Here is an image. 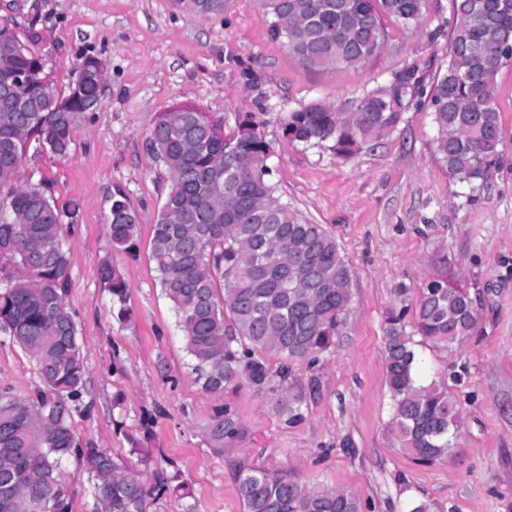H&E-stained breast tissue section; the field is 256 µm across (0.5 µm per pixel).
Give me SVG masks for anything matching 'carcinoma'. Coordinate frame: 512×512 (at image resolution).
<instances>
[{
  "instance_id": "carcinoma-1",
  "label": "carcinoma",
  "mask_w": 512,
  "mask_h": 512,
  "mask_svg": "<svg viewBox=\"0 0 512 512\" xmlns=\"http://www.w3.org/2000/svg\"><path fill=\"white\" fill-rule=\"evenodd\" d=\"M206 17L224 14V0H176ZM456 22L445 71L429 94L437 130L435 153L448 179L474 190L501 162L497 75L512 62V0H453ZM425 0H261L271 36L318 71L357 68L385 46L383 17L417 24ZM95 60L81 79L56 95L41 60L12 29L0 28V85L25 75L23 111L0 112V333L34 361L40 385L27 397L0 394V512H73L74 492L61 479L63 461L84 463L95 512H149L176 476L131 469L121 456L82 444L72 426L84 406L85 367L74 316L66 301L69 248L64 218L45 182L12 186L32 143L64 155L85 100L98 88ZM421 95L414 66L381 87L340 105L312 103L288 113L284 131L307 147L331 144L349 156L392 134ZM170 187L151 232L161 292L173 304L191 357V374L215 399L230 387L279 391L277 413L287 425L305 418L308 389L296 386L292 363L314 365L332 352L349 312L353 273L323 225L313 224L278 194L267 159L271 146L250 114L232 134L192 107L165 112L147 139ZM139 216L127 195L112 196V249L132 252ZM98 276L117 318L128 316L130 285L109 261ZM407 310L391 312L385 330V377L392 399L390 432L412 462L444 460L459 430L456 400L420 379L417 347L451 352L470 334L477 313L467 291L444 277L419 289ZM279 359L271 371L268 356ZM231 408L214 407L208 440L217 452L244 438ZM238 492L245 512H363L360 498L337 487L310 485L273 468L243 469Z\"/></svg>"
}]
</instances>
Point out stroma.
<instances>
[{"label": "stroma", "mask_w": 512, "mask_h": 512, "mask_svg": "<svg viewBox=\"0 0 512 512\" xmlns=\"http://www.w3.org/2000/svg\"><path fill=\"white\" fill-rule=\"evenodd\" d=\"M453 0H428L418 27L384 20L386 46L361 67H304L272 39L260 0H225L205 17L173 0H0V22L41 56L55 92L67 96L82 57L98 59L104 85L67 154L31 144L16 183L47 181L60 210L78 203L67 236L66 295L86 367L90 416H75L81 442L141 468L178 474L188 493L166 492L150 512H244L236 473L280 468L297 479L347 488L364 512H512V64L497 75L502 163L486 185L463 188L434 154L436 130L427 98L403 114L398 129L371 148L340 157L329 147L289 141L284 118L313 103L341 104L417 66L431 87L448 59ZM191 106L233 132L252 114L271 146L270 178L285 202L335 239L354 278L350 311L336 347L316 365L299 360V385L317 378L305 419L285 425L276 393L243 386L222 402L245 429L215 452L207 427L216 399L190 373L176 312L157 283L151 226L170 186L147 149L161 114ZM123 190L140 216L135 253L112 251L107 222ZM120 265L130 283L127 320L97 269ZM444 276L468 291L477 323L453 354L418 349L421 374L458 403L462 427L446 461L418 465L389 431L385 329L391 310L414 308L418 291ZM460 382H453V375ZM39 384L17 345L0 344V391L26 396ZM142 453H133L130 438Z\"/></svg>", "instance_id": "obj_1"}]
</instances>
